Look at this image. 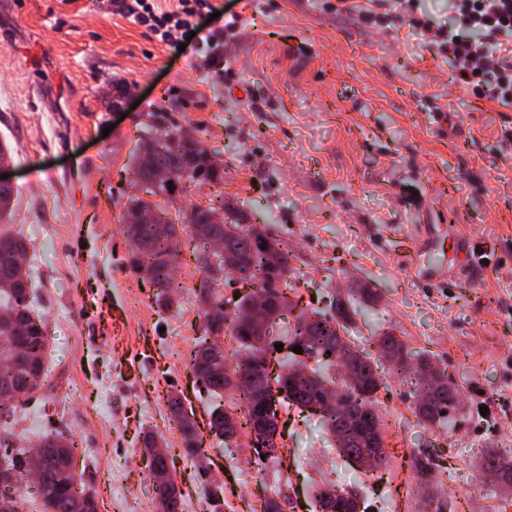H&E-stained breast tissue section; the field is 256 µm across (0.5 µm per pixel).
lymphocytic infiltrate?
<instances>
[{"mask_svg":"<svg viewBox=\"0 0 512 512\" xmlns=\"http://www.w3.org/2000/svg\"><path fill=\"white\" fill-rule=\"evenodd\" d=\"M116 12L134 18L160 41L175 31L191 29L195 16L211 10V0H178L163 9L158 0H113ZM327 10L353 14L369 27L395 23L420 30L415 0H326ZM460 29L441 28L433 35V51L447 59L458 83L478 99L512 109V0H453Z\"/></svg>","mask_w":512,"mask_h":512,"instance_id":"lymphocytic-infiltrate-1","label":"lymphocytic infiltrate"}]
</instances>
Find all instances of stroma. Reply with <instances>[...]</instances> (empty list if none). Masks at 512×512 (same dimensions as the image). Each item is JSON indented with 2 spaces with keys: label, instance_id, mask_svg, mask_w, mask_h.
<instances>
[{
  "label": "stroma",
  "instance_id": "obj_1",
  "mask_svg": "<svg viewBox=\"0 0 512 512\" xmlns=\"http://www.w3.org/2000/svg\"><path fill=\"white\" fill-rule=\"evenodd\" d=\"M212 0L242 17L226 42L230 78L197 41L164 44L112 0H0V141L17 190L14 231L28 243L48 372L17 411L18 447L45 425L76 443V467L98 512H157L143 454L154 437L184 494L183 512H249L251 495L283 488L285 512H317L323 480L361 494L369 512H419L428 492L446 512H512V491L482 477L483 453L512 458V110L477 99L408 26L385 31L325 11L322 0ZM127 98L114 110L110 92ZM446 119L436 123V112ZM152 112L194 129L224 170L220 184L171 197L169 220L196 205L236 201L246 223L289 254L296 311L328 312L353 284L372 288L345 338L376 353L390 333L412 355L446 367L459 404L446 427L425 428L418 394L382 364L378 390L386 466L340 458L320 417L280 409L273 459L246 439L210 433L214 402L186 352L203 335L194 243L180 235L176 302L163 309L132 265L122 223L134 194L131 156ZM194 415L203 462L183 454L167 409ZM431 454L432 489L414 458Z\"/></svg>",
  "mask_w": 512,
  "mask_h": 512
}]
</instances>
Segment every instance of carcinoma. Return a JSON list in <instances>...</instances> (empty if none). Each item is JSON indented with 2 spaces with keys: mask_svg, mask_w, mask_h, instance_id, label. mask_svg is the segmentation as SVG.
Masks as SVG:
<instances>
[{
  "mask_svg": "<svg viewBox=\"0 0 512 512\" xmlns=\"http://www.w3.org/2000/svg\"><path fill=\"white\" fill-rule=\"evenodd\" d=\"M178 133L177 140L169 154L163 159L170 177L162 184L157 193L166 197L172 191L181 190L184 184L192 183L203 186L212 182H224V170L208 167L203 153L197 151L200 139L193 130L181 126H171ZM154 147L148 138L141 139L137 154L132 160L133 176L144 180L150 178V171L142 167V160L153 152ZM174 190H169V186ZM195 218H187V223L177 226L164 221L162 224H125L128 236L139 242L137 251L132 254L133 267L144 273L147 280L156 288L155 302L160 307L169 308L174 304L175 283L171 271L176 254L171 250V238L178 235L182 228L190 232L196 244L203 247L197 255V261L208 267L204 250L209 248L208 240L224 234L222 215L230 217L239 229L235 240L237 249L249 256V260L237 268L238 279L255 287L250 294L239 298L234 311H224V296L220 289L211 285L209 275L198 288L200 305H209L201 309L203 316L204 337L187 351V360L196 378L215 397L221 396L227 388L224 379V364L213 359L214 347L210 344L213 334L230 336L237 344L235 366L232 370L240 372L243 382L240 391L230 397L228 406L239 411L237 427L224 425V410L218 408L210 416L209 426L212 433L233 441L243 432H250L260 410L268 419V429L263 448L255 449L257 455L270 456L276 450L278 432V406L288 403L301 410L313 411L312 405L323 398V391L329 389L336 374V358L348 361L350 371L355 379L342 383L345 397L349 404V416L344 418L333 412L321 414L322 423L327 427L336 441L340 454L347 460L363 468L370 465L367 456L375 455L374 467L386 465L385 449L379 443L362 436L360 423L371 421L381 426L376 404V395L381 386L378 372L372 358L365 352L353 348L343 337L354 313L353 301L360 299L369 302L373 293L368 288H358L347 299L337 298L334 314L320 312L302 313L294 325L284 330V338L293 345L302 338L310 344L307 349L315 353L307 355V361L300 359L287 363L281 362L275 376L276 387L267 392L265 403L256 400V393L265 388L271 362L268 360L266 335L270 328L254 332L241 324L240 318L250 309L254 296L262 292L274 299L267 323L273 324L281 312L292 309L288 296L287 281L290 265L288 251L268 237L264 232L254 233L256 227L241 223V213L236 203L231 200L219 201V207H195ZM28 246L25 239L0 232V315L13 317L20 329L19 346L4 338L0 343V360L8 361L13 357L21 359L23 366L15 369L0 370V418L7 419L14 413L15 403L30 394L41 382L44 375V363L49 339L43 316L32 305L29 295L32 293V279L29 267L25 263ZM378 351L389 355L393 366L404 374L407 372L409 353L400 339L395 336H383L379 339ZM304 366L308 370L307 381H298L293 371ZM415 383L433 387L426 399L415 406V415L419 420L432 427L441 422L443 414L454 408L458 402L457 392H448L446 370L428 356L418 358L415 368ZM168 408L182 436L185 456L196 458L200 455L201 441L195 419L187 412L182 400L172 396ZM38 447L45 449L43 464L40 469L41 485L37 487L44 512H97L93 507L94 498L76 489L79 481L76 472L75 444L65 433L57 431L42 436ZM27 454L23 448L13 454L14 479L9 483H0V489L18 488L27 484L29 475ZM418 482L424 486L434 482L433 459L424 453L414 461ZM483 470H508L507 483L512 486V461L495 453L484 456L481 464ZM158 498V512H182L183 494L170 493L165 484L155 486ZM211 512H223L224 487L218 483L207 489ZM314 498L321 512H367L364 503L357 495L330 487L324 482L316 486Z\"/></svg>",
  "mask_w": 512,
  "mask_h": 512,
  "instance_id": "obj_1",
  "label": "carcinoma"
}]
</instances>
